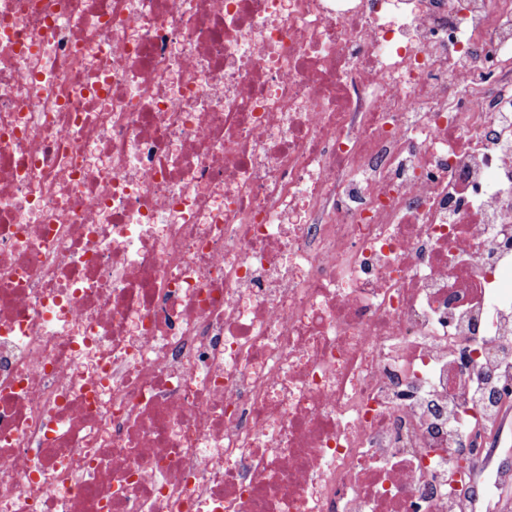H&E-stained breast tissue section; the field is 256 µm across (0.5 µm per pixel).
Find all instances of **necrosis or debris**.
I'll list each match as a JSON object with an SVG mask.
<instances>
[{"instance_id": "4bbe7bcc", "label": "necrosis or debris", "mask_w": 512, "mask_h": 512, "mask_svg": "<svg viewBox=\"0 0 512 512\" xmlns=\"http://www.w3.org/2000/svg\"><path fill=\"white\" fill-rule=\"evenodd\" d=\"M506 390L512 0H0V512H496Z\"/></svg>"}]
</instances>
